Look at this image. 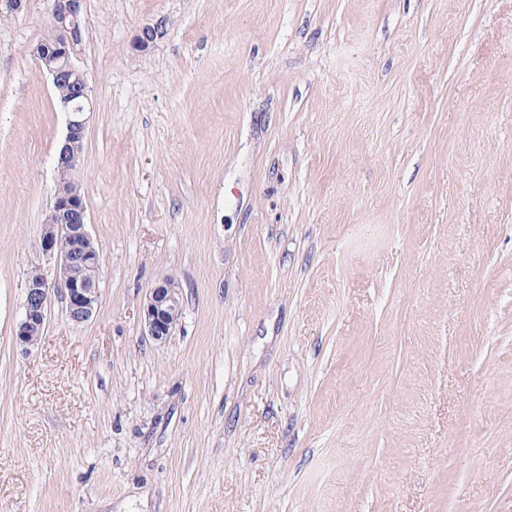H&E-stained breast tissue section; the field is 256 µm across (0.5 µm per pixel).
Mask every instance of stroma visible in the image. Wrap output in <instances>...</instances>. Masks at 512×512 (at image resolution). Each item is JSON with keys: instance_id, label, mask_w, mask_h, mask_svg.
Listing matches in <instances>:
<instances>
[{"instance_id": "stroma-1", "label": "stroma", "mask_w": 512, "mask_h": 512, "mask_svg": "<svg viewBox=\"0 0 512 512\" xmlns=\"http://www.w3.org/2000/svg\"><path fill=\"white\" fill-rule=\"evenodd\" d=\"M51 6L0 21V512H512V0H84L100 297L26 351ZM180 289L171 279L151 288L143 305V322L147 335L154 341H165L174 334L182 314Z\"/></svg>"}]
</instances>
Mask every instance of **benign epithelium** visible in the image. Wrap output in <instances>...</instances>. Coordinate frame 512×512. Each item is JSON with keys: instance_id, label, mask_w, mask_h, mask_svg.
<instances>
[{"instance_id": "7a95c632", "label": "benign epithelium", "mask_w": 512, "mask_h": 512, "mask_svg": "<svg viewBox=\"0 0 512 512\" xmlns=\"http://www.w3.org/2000/svg\"><path fill=\"white\" fill-rule=\"evenodd\" d=\"M84 0H53L51 30L53 35L39 41L32 53L51 79L58 106L67 116L64 147L56 156V169L74 171L81 163L87 118L91 111V89L74 59L80 51L85 31ZM163 22L143 25L135 45L148 50L164 35ZM42 255L56 263L55 279L41 272L29 277L25 286L23 313L16 330V342L28 350L40 339L52 295L63 294L68 318L75 324L88 321L97 308L100 280H86L73 272L80 262L100 269L101 258L87 229V213L78 188L57 184L53 206L44 220ZM147 335L164 341L174 334L182 314L180 289L171 279L155 285L142 309Z\"/></svg>"}]
</instances>
